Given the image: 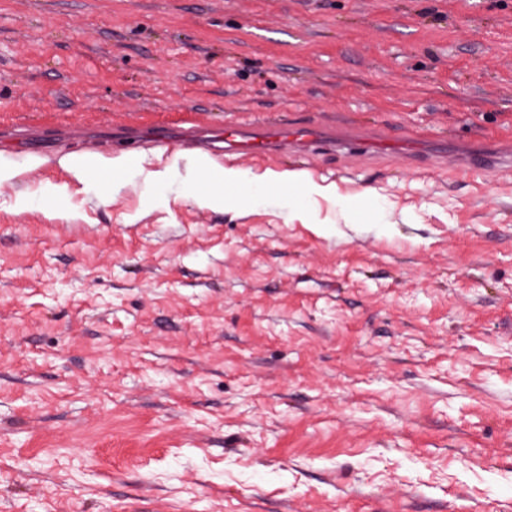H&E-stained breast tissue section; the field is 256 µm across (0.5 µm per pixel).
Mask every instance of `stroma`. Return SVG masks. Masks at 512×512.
<instances>
[{
    "instance_id": "obj_1",
    "label": "stroma",
    "mask_w": 512,
    "mask_h": 512,
    "mask_svg": "<svg viewBox=\"0 0 512 512\" xmlns=\"http://www.w3.org/2000/svg\"><path fill=\"white\" fill-rule=\"evenodd\" d=\"M188 116L491 148L512 0H0V127L56 138L0 144V512H512V180L219 159L202 208L188 150L64 163ZM288 171L334 197L249 180ZM67 166L73 177L83 182L86 174L93 168L103 167L112 169L120 175H144L145 181L151 183H160L165 177V172L148 171L145 172L141 163L129 155H118L116 157H104L97 155L95 157H69L66 159Z\"/></svg>"
}]
</instances>
